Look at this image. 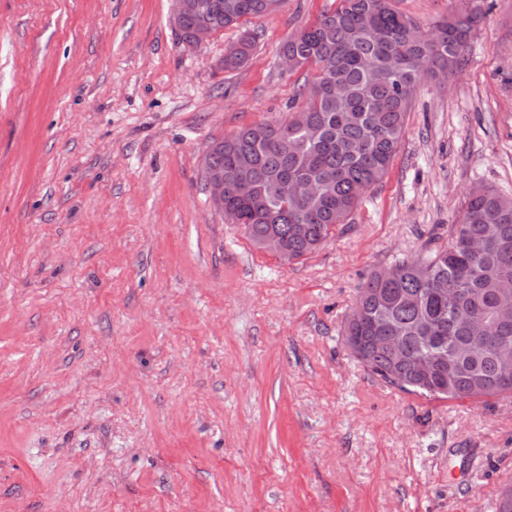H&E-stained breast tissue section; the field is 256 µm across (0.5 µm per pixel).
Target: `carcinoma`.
Returning <instances> with one entry per match:
<instances>
[{
	"instance_id": "carcinoma-1",
	"label": "carcinoma",
	"mask_w": 512,
	"mask_h": 512,
	"mask_svg": "<svg viewBox=\"0 0 512 512\" xmlns=\"http://www.w3.org/2000/svg\"><path fill=\"white\" fill-rule=\"evenodd\" d=\"M183 17L190 43L201 22L217 33L260 18L271 0H204ZM485 0H460L453 14L423 32L391 0H339L338 6L288 36L280 52L295 69L315 68L300 95L306 105L288 120L217 140L211 164L224 167V215L262 248L269 235L288 259L317 251L347 223L362 189L383 181L404 135L405 115L424 72L454 71L484 18ZM224 56V69L249 61L255 39L244 33ZM343 85L338 96L332 86ZM322 186L302 202L284 197L289 181ZM475 242L477 250L469 249ZM395 274H372L343 329L350 352L372 374L401 391L478 402L512 392V198L480 188L468 197L448 241L429 242L419 256L394 260ZM477 319L489 330L472 328Z\"/></svg>"
}]
</instances>
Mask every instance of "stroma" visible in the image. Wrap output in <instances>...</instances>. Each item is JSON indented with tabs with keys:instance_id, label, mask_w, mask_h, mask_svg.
<instances>
[{
	"instance_id": "1",
	"label": "stroma",
	"mask_w": 512,
	"mask_h": 512,
	"mask_svg": "<svg viewBox=\"0 0 512 512\" xmlns=\"http://www.w3.org/2000/svg\"><path fill=\"white\" fill-rule=\"evenodd\" d=\"M336 6L187 45L172 0H0V512H495L512 488V393L408 394L341 336L371 271L472 189L512 197V0L420 80L386 177L319 251L283 262L209 203L212 140L303 107L313 72L280 45ZM239 47L237 48V44H233L229 47L228 53L233 52L236 48L237 50L227 56L224 54V68L225 70H235L238 69L249 61L251 55L253 54L255 48V39L249 33H244L240 39L237 41Z\"/></svg>"
}]
</instances>
